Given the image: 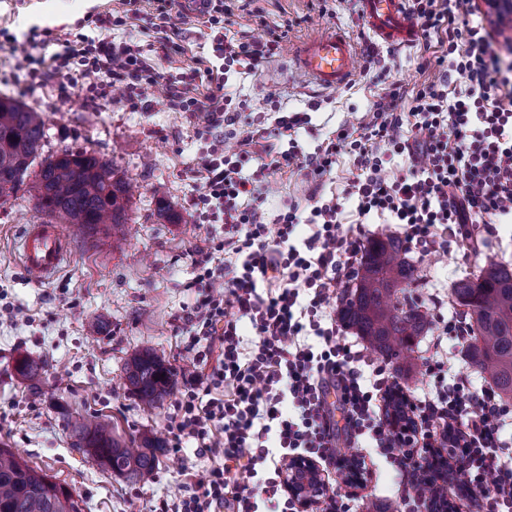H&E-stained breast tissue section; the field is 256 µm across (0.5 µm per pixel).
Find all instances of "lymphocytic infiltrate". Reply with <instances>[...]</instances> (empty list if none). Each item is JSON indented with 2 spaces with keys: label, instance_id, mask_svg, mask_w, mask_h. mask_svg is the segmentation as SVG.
<instances>
[{
  "label": "lymphocytic infiltrate",
  "instance_id": "lymphocytic-infiltrate-1",
  "mask_svg": "<svg viewBox=\"0 0 512 512\" xmlns=\"http://www.w3.org/2000/svg\"><path fill=\"white\" fill-rule=\"evenodd\" d=\"M157 3L153 55L110 37L140 19L143 0H106L94 20L98 36L56 35L47 56L36 54L35 35L20 41L0 29L30 79L67 78L105 102L117 85L130 101L160 88L169 109L196 118L195 135L207 142L186 177L197 223L223 225L224 234L195 248V275L186 285L193 301L173 322L188 337L185 352L212 367L185 379L168 430L173 455L191 444L212 466L205 480L160 500L153 512H297L281 479L286 462L304 456L335 465L341 434L378 449L406 477L412 502H423L421 485L439 456L451 460L481 512H512V459L502 438L512 407L470 373L449 377L431 361L432 387L406 401L411 424L392 435L387 401L403 391L399 376L372 365L330 309L358 269L365 221L397 225L409 250L439 258L451 244L483 245L495 225L512 223V60L475 0H407L427 79L409 90L386 87L358 123L336 130L313 154L277 147L308 124L307 113L280 106L271 127L244 130L242 145L263 143L269 168L300 163L308 171L303 201L273 218L263 207L269 187L244 174L243 153L224 148L226 128L240 122V105L226 91L228 71L258 72L272 46L226 34L227 0H205L193 16L177 11L175 0ZM192 19L208 29L211 57L163 72V57ZM343 154L356 168L353 228L343 225L338 199L322 191ZM393 155L407 158V172L387 168ZM302 224L309 234L299 240ZM244 321L255 334L249 342L240 332ZM333 392L339 419L327 403Z\"/></svg>",
  "mask_w": 512,
  "mask_h": 512
}]
</instances>
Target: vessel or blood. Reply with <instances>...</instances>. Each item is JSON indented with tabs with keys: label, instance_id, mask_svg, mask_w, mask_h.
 Returning <instances> with one entry per match:
<instances>
[{
	"label": "vessel or blood",
	"instance_id": "1",
	"mask_svg": "<svg viewBox=\"0 0 512 512\" xmlns=\"http://www.w3.org/2000/svg\"><path fill=\"white\" fill-rule=\"evenodd\" d=\"M369 33L389 45L411 42L416 33L405 0H361ZM296 68L326 90H337L355 76L358 53L345 31L332 28L302 43L294 55ZM70 239L62 225L41 219L26 225L20 241L21 266L33 281L51 279L68 256Z\"/></svg>",
	"mask_w": 512,
	"mask_h": 512
}]
</instances>
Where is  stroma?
<instances>
[{
  "mask_svg": "<svg viewBox=\"0 0 512 512\" xmlns=\"http://www.w3.org/2000/svg\"><path fill=\"white\" fill-rule=\"evenodd\" d=\"M96 0H0V27L23 36L31 28L58 30L87 25ZM233 31L265 42L276 41L273 57L259 72H230L229 83L241 95V128L266 127L271 107L265 100L276 90L288 111L305 112L309 124L297 141L303 153L318 146L346 123L357 122L382 88L357 72L341 90L314 87L294 67L292 54L306 38L323 29L345 30L358 50L372 43L363 28L358 0H236ZM386 80L410 89L426 78L420 69L423 48L377 46ZM12 96L44 112L45 153L62 148H85L111 160L131 186L123 240H95L75 235L68 258L51 280L34 282L20 265L19 240L26 224L39 220L26 188H19L0 205V307L21 309L17 323L0 324V442L18 449L30 465L40 467L72 486L81 512H150L163 497H174L184 483L205 478L211 462L186 451L183 458L163 453L155 477L130 483L102 470L74 448L68 417L95 413L109 421L124 440L158 438L169 441L167 416L180 392L156 409L145 408L124 385L125 368L136 353L153 349L169 358L176 372L191 373L201 365L192 355L180 354L185 338L176 333L173 314L186 306L185 285L194 275L190 252L207 234H223L220 224H196L188 206L192 186L186 177L200 143L184 113L162 103L158 91L148 89L147 107L135 108L114 89L108 103L87 101L67 80L34 84L26 76L21 56L0 49V94ZM257 158L245 165L249 174L270 181L273 192L264 207L278 214L291 200L303 196L306 172L300 168L268 174ZM163 187L170 213L160 212L155 195ZM417 280L405 294L423 309L431 295L443 301L442 321H428L408 361L414 378L412 394L430 380L423 363L437 356L448 372L468 369L459 340L444 334L443 320L459 314L451 295L454 284L478 274L488 261L512 268V224L496 227L488 249L466 253L450 247L442 260L410 253ZM33 353L45 358L43 395L33 398L28 384L14 371L17 357ZM341 459H364L361 484L344 483L334 469L321 472L327 495L310 512H326L330 500L347 504L350 512H368L370 504L391 505L397 512H426L405 505L404 487L394 468L372 448H356L347 438L336 442Z\"/></svg>",
  "mask_w": 512,
  "mask_h": 512,
  "instance_id": "1",
  "label": "stroma"
}]
</instances>
